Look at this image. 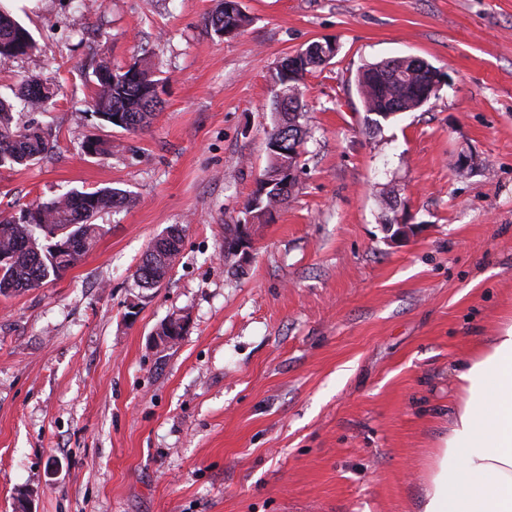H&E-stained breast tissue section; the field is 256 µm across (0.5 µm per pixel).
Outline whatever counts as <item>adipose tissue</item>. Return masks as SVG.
Instances as JSON below:
<instances>
[{"label": "adipose tissue", "instance_id": "obj_1", "mask_svg": "<svg viewBox=\"0 0 512 512\" xmlns=\"http://www.w3.org/2000/svg\"><path fill=\"white\" fill-rule=\"evenodd\" d=\"M421 512H512V319L461 363Z\"/></svg>", "mask_w": 512, "mask_h": 512}]
</instances>
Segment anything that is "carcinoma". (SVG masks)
Returning <instances> with one entry per match:
<instances>
[{"label":"carcinoma","mask_w":512,"mask_h":512,"mask_svg":"<svg viewBox=\"0 0 512 512\" xmlns=\"http://www.w3.org/2000/svg\"><path fill=\"white\" fill-rule=\"evenodd\" d=\"M247 22L239 0H222L219 8L207 17L213 31H239ZM33 48L29 31L9 13L0 10V55H24ZM332 49L328 41L312 42L304 57H284L276 68L274 84L275 112L279 116L271 136L303 146L306 129L299 123V83L304 76L326 64L322 58L325 50ZM99 70L115 78L112 83L97 82L92 106L108 109L105 122L125 131H137L150 126L161 104L157 98L142 94L144 81L159 83L154 72L140 66L138 75L129 78L119 68L107 64ZM437 77L435 67L426 60L408 61L402 57L375 63L358 78L357 89L366 112H375L378 121L387 120L398 112H408L424 105L432 95V85ZM56 95L54 88L38 80L24 84L20 101L24 107L37 111ZM14 105L0 99V166L25 165L39 160L54 149L53 140L41 127L21 123L15 118ZM119 117L122 123L112 121ZM300 153L282 155L268 161L265 173L277 177L258 182L248 199L246 213L259 218L272 214L284 203L293 184L284 182ZM131 204L126 192L117 188L95 191H71L48 203L33 208L35 216L29 221L0 220V253L9 261H0V295L6 296L28 288H36L46 280L58 279L96 244L100 225L95 217L103 212L126 208ZM67 240L71 251L58 255L53 251L55 240ZM180 247L159 240L152 242L137 266L134 277L139 287L150 289L155 280L167 276Z\"/></svg>","instance_id":"1"}]
</instances>
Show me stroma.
Returning a JSON list of instances; mask_svg holds the SVG:
<instances>
[{
  "label": "stroma",
  "instance_id": "35a3bbf8",
  "mask_svg": "<svg viewBox=\"0 0 512 512\" xmlns=\"http://www.w3.org/2000/svg\"><path fill=\"white\" fill-rule=\"evenodd\" d=\"M218 3L0 0L36 42L0 56V97L58 90L31 115L55 147L0 167V216L132 199L61 278L0 295V512L24 491L32 512H420L456 369L512 317V0H240L230 37L206 23ZM325 40L292 194L239 264L224 227L267 165L276 66ZM403 56L436 92L367 128L357 75ZM143 59L163 104L127 132L94 114L95 71ZM395 215L415 232L390 240ZM175 224L168 278L137 287ZM176 312L186 333L153 345Z\"/></svg>",
  "mask_w": 512,
  "mask_h": 512
}]
</instances>
